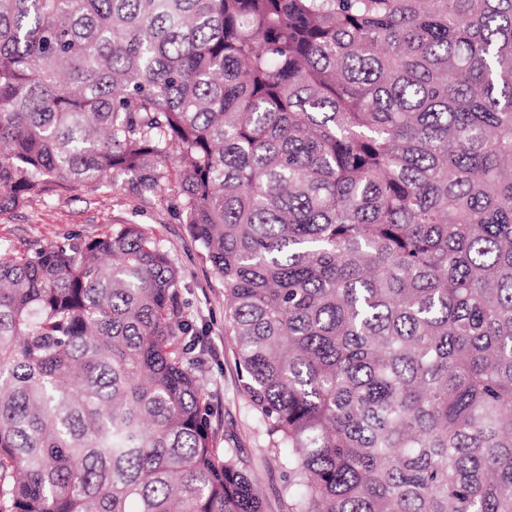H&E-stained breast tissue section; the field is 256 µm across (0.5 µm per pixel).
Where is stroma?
I'll return each mask as SVG.
<instances>
[{"label":"stroma","mask_w":512,"mask_h":512,"mask_svg":"<svg viewBox=\"0 0 512 512\" xmlns=\"http://www.w3.org/2000/svg\"><path fill=\"white\" fill-rule=\"evenodd\" d=\"M114 224L142 225L179 268L183 317L199 341L201 360L194 371L204 386L214 443L238 449L261 493L264 512H292L283 453L274 448L243 391L246 375L225 334L224 280L178 220L170 200L139 202L122 183L100 191L75 185L34 194L24 205L0 213V244L35 249L75 234L96 236Z\"/></svg>","instance_id":"stroma-1"}]
</instances>
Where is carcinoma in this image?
I'll list each match as a JSON object with an SVG mask.
<instances>
[{"label":"carcinoma","mask_w":512,"mask_h":512,"mask_svg":"<svg viewBox=\"0 0 512 512\" xmlns=\"http://www.w3.org/2000/svg\"><path fill=\"white\" fill-rule=\"evenodd\" d=\"M0 144V212L178 198L292 512H512V0H0ZM179 283L0 246V512H262Z\"/></svg>","instance_id":"1"}]
</instances>
